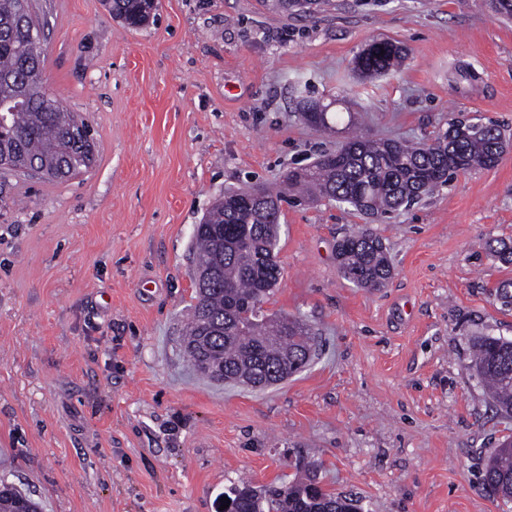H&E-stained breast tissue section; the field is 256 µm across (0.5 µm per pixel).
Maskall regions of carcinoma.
<instances>
[{
    "mask_svg": "<svg viewBox=\"0 0 512 512\" xmlns=\"http://www.w3.org/2000/svg\"><path fill=\"white\" fill-rule=\"evenodd\" d=\"M113 17L129 27L149 24L155 14L149 0H106ZM38 28L29 0H0V105L23 101L0 112V161L18 173L37 172L56 180L94 160L93 139L76 138V120L43 87L41 51L30 40ZM403 48L372 40L354 58L364 77L398 71ZM301 118L328 131L329 106L308 100ZM506 147L493 124L448 123L432 143L353 136L334 152L289 171L278 188L226 190L196 225V268L208 282L195 288L196 303L185 328L184 352L194 368L216 382L242 377L259 387L301 372L315 350L311 327L299 316L272 317L263 304L281 279L269 262L275 252L282 205L292 199L317 203L324 199L348 204L366 216L390 217L448 184L459 171L495 166ZM483 249L496 262L512 266V240L491 238ZM341 274L361 288H381L394 268L381 238L362 228L336 241ZM473 366L494 406L512 416V340L486 337L474 346ZM481 489L512 501V439L489 456L480 477ZM233 512H361L357 502L324 490L314 478H294L255 487L241 480L224 492ZM40 512L30 495L0 480V512Z\"/></svg>",
    "mask_w": 512,
    "mask_h": 512,
    "instance_id": "1",
    "label": "carcinoma"
}]
</instances>
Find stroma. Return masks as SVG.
Masks as SVG:
<instances>
[{"label":"stroma","instance_id":"stroma-1","mask_svg":"<svg viewBox=\"0 0 512 512\" xmlns=\"http://www.w3.org/2000/svg\"><path fill=\"white\" fill-rule=\"evenodd\" d=\"M44 86L90 126L93 164L55 181L0 172V479L43 512H220L225 487L316 466L362 512H512L485 458L512 419L471 368L512 340L493 287L512 267V149L408 210L371 220L333 202L283 205L282 279L264 309L318 336L308 367L263 389L196 374L181 346L193 234L214 197L271 186L361 132L429 141L449 119L512 141V21L478 0H158L130 28L104 0H31ZM374 39L409 54L363 78ZM353 116L323 132L299 104ZM370 227L395 267L368 291L337 239ZM483 249L502 266H512V240L491 238L483 243Z\"/></svg>","mask_w":512,"mask_h":512}]
</instances>
